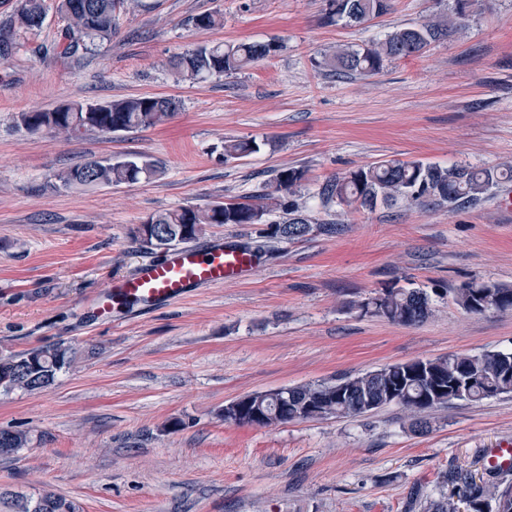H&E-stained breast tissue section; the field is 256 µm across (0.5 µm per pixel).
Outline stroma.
Masks as SVG:
<instances>
[{"label":"stroma","instance_id":"1","mask_svg":"<svg viewBox=\"0 0 512 512\" xmlns=\"http://www.w3.org/2000/svg\"><path fill=\"white\" fill-rule=\"evenodd\" d=\"M451 5L392 0L387 14L344 26L324 22L325 0H133L112 40L87 53H50L62 28L52 11L23 50L0 57V355L56 343L75 352L49 389L0 392V429L29 440L0 457V494L51 489L83 512H423L448 492V469L487 478L491 451L512 442V394L438 408L423 435L397 405L269 428L221 417L252 392L512 350V312L471 315L450 295L472 281L512 286V210L500 206L512 180L452 208L355 211L317 195L331 176L383 159L512 162V0H479L463 32L374 75L340 77L324 62L330 48L381 40ZM203 13L223 26H192ZM269 40L280 51L238 73L193 81L170 66L197 46ZM153 95L182 107L147 131L17 125L35 109ZM229 138L260 150L225 159ZM87 158L161 172L62 187L59 173ZM285 167L307 172L297 201L314 231L273 244L247 280L88 318L86 301L145 259L134 232L148 216L252 201ZM285 218L277 209L263 224H213L200 241L244 246ZM322 224L343 230L324 235ZM387 288L426 290L431 316L403 326L351 309ZM175 419L182 428L170 429Z\"/></svg>","mask_w":512,"mask_h":512}]
</instances>
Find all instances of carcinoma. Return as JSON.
Listing matches in <instances>:
<instances>
[{
    "label": "carcinoma",
    "instance_id": "carcinoma-1",
    "mask_svg": "<svg viewBox=\"0 0 512 512\" xmlns=\"http://www.w3.org/2000/svg\"><path fill=\"white\" fill-rule=\"evenodd\" d=\"M64 22L56 53L75 57L96 41L112 39L117 27V7L125 0H55ZM474 0H453L451 11L435 13L419 25L400 28L384 39L364 46H348L333 52L328 64L338 74L374 75L385 61L421 54L433 42L445 40L450 31H462L473 12ZM50 8L47 0H16L9 35L0 37V55L8 56L24 46L27 34L39 28ZM391 0H326L328 22L361 25L387 13ZM224 24L220 15L205 13L193 18L198 29ZM280 50L275 41L219 42L190 49L172 62L182 77L206 79L240 71ZM177 101L167 96L138 97L105 104L73 102L53 109L21 115L19 123L30 133L50 131L74 134L145 131L171 120ZM260 151L252 139L224 142V157L246 158ZM159 174L151 163L138 160L105 162L88 159L58 175L61 185L96 187L136 183ZM306 171L279 170L260 202L216 201L203 208L181 207L150 215L137 227L136 239L146 252L168 249L197 240L211 224H263L275 209L288 210V220L275 225L271 237L297 240L312 230L298 205L285 196L301 189ZM501 178L512 179V164L501 171L469 165L442 167L421 161L386 159L324 182L323 201L355 210L373 211L377 206L400 202L406 207L476 204ZM455 302L469 314L512 312V287L496 282H470L454 291ZM362 315L384 318L402 325L423 322L432 313V300L424 289L387 288L356 304ZM74 358L62 343L33 348L0 357V390L42 391ZM512 393V351H486L479 355L454 354L435 359H415L387 364L356 376L283 387L275 391L245 394L224 406V422L238 426L272 427L308 419L357 417L389 405L402 407L409 428L420 434L429 430L427 413L452 401H481ZM27 444L19 431L0 429V456L16 453ZM448 484L465 502L468 512H512V483L494 479L475 480L468 473L448 471ZM13 512H82L81 506L51 490L35 495H10Z\"/></svg>",
    "mask_w": 512,
    "mask_h": 512
}]
</instances>
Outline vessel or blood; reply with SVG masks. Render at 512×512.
<instances>
[{"mask_svg": "<svg viewBox=\"0 0 512 512\" xmlns=\"http://www.w3.org/2000/svg\"><path fill=\"white\" fill-rule=\"evenodd\" d=\"M259 265L257 255L220 239L203 247H179L164 259L142 263L132 276L114 278L91 306L100 317L128 305L149 310L182 300L200 288L242 281Z\"/></svg>", "mask_w": 512, "mask_h": 512, "instance_id": "b4317fda", "label": "vessel or blood"}]
</instances>
